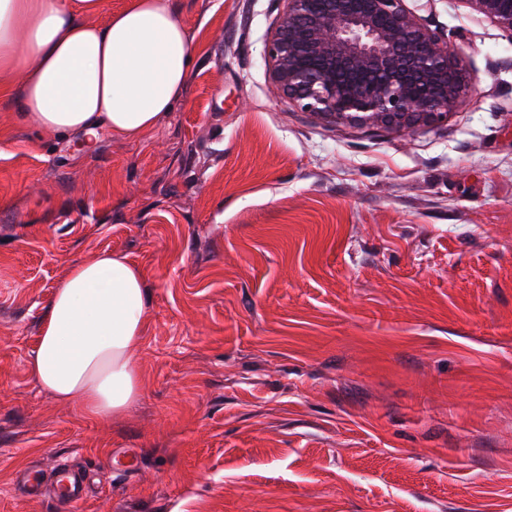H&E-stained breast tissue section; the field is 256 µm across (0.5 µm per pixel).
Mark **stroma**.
<instances>
[{"mask_svg":"<svg viewBox=\"0 0 512 512\" xmlns=\"http://www.w3.org/2000/svg\"><path fill=\"white\" fill-rule=\"evenodd\" d=\"M405 5L474 78L432 127L290 101L281 0H179L190 82L142 140L42 136L0 98V512H63L14 492L28 463L95 470L74 512H512V37ZM96 250L150 300L140 396L103 421L29 369Z\"/></svg>","mask_w":512,"mask_h":512,"instance_id":"1","label":"stroma"}]
</instances>
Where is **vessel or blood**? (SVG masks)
I'll use <instances>...</instances> for the list:
<instances>
[{"label": "vessel or blood", "instance_id": "vessel-or-blood-1", "mask_svg": "<svg viewBox=\"0 0 512 512\" xmlns=\"http://www.w3.org/2000/svg\"><path fill=\"white\" fill-rule=\"evenodd\" d=\"M47 490L65 507L83 502L91 493L84 473L67 468L47 472L34 466L22 471L16 478V491L21 496L39 497Z\"/></svg>", "mask_w": 512, "mask_h": 512}]
</instances>
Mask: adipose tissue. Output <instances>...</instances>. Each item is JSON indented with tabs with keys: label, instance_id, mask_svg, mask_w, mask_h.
Instances as JSON below:
<instances>
[{
	"label": "adipose tissue",
	"instance_id": "ef3b65f1",
	"mask_svg": "<svg viewBox=\"0 0 512 512\" xmlns=\"http://www.w3.org/2000/svg\"><path fill=\"white\" fill-rule=\"evenodd\" d=\"M102 0H0V95L16 96L39 131L93 144L138 140L172 112L189 80L194 37L178 0H129L106 24L84 22ZM21 86H14V78ZM149 299L142 269L96 251L72 265L44 313L31 369L57 400L107 419L135 402L132 350Z\"/></svg>",
	"mask_w": 512,
	"mask_h": 512
}]
</instances>
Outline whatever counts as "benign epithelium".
I'll return each mask as SVG.
<instances>
[{
    "mask_svg": "<svg viewBox=\"0 0 512 512\" xmlns=\"http://www.w3.org/2000/svg\"><path fill=\"white\" fill-rule=\"evenodd\" d=\"M264 45L272 80L302 111L394 131L435 126L471 86L444 34L405 0H284ZM512 38V0H461Z\"/></svg>",
    "mask_w": 512,
    "mask_h": 512,
    "instance_id": "obj_1",
    "label": "benign epithelium"
}]
</instances>
